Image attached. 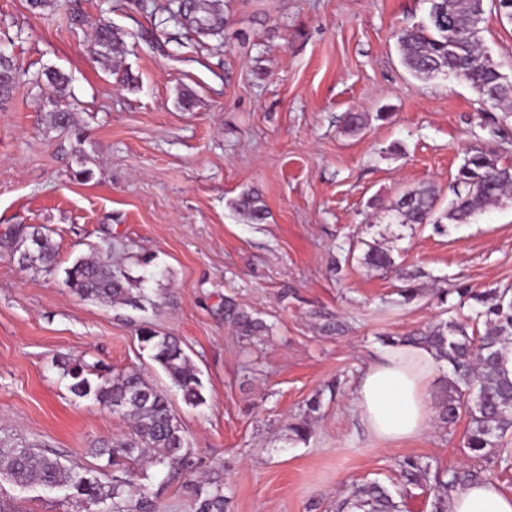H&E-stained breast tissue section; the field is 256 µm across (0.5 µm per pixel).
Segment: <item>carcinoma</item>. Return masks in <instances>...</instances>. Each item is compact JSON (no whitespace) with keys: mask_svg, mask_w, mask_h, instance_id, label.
I'll list each match as a JSON object with an SVG mask.
<instances>
[{"mask_svg":"<svg viewBox=\"0 0 512 512\" xmlns=\"http://www.w3.org/2000/svg\"><path fill=\"white\" fill-rule=\"evenodd\" d=\"M188 0H169L172 17L184 18L182 25L196 33L215 35L223 28V17L211 0H197L187 9ZM427 24L403 29L397 35L403 65L416 79L427 81L448 75L459 76L481 97L512 117V81L498 64L482 51L485 0H426ZM88 51L103 60L109 72L122 82L120 38L112 25L99 22L92 27ZM45 81L58 97L66 98L69 77L59 70L44 72ZM16 81L10 56L0 54V101L8 99ZM49 130L68 131L74 125V113L60 104L42 118ZM501 127L490 125L489 138L480 139L466 150L455 175L454 198L443 213L435 214L436 191L426 185L404 191L389 206L398 224H436L443 221L467 224L477 212L512 193V166L501 163L492 142L500 137ZM237 213L253 224L263 223L268 215L261 198L254 192L242 193L234 203ZM32 252L26 259L38 261L49 271L55 265V248L48 236L35 230L30 235ZM364 263L372 268L390 269L388 251L367 245ZM66 285L79 296L112 305L143 309L150 302L142 286L133 283L112 262L111 250L77 259L66 271ZM459 303L472 300L478 305L471 320L482 322L480 336L468 333V324L441 320L420 334L390 338L389 345H423L432 348L439 360L451 367L453 379L448 394L438 405L443 423H454L467 416L465 448L476 458L509 462L507 436L512 434V292L489 288L475 292L457 288ZM224 316L234 332L243 337L257 336L268 330L262 320L224 305ZM140 341L152 351V358L166 373L171 387L182 394L186 404H204L202 383L180 342L172 336L143 327ZM69 379L70 393L90 399L132 421L129 437L106 442L95 449L106 459L112 480H102V470L78 471L31 444L0 440V476L15 485L44 490L65 489V498L75 512H156V504L147 488L135 481L130 465L149 460L156 466L175 471L192 467L182 428L171 408L167 391L156 387L138 372L115 376L95 374L80 362L62 364ZM321 407L320 396L310 399L307 413L288 424V439L305 442L311 436V414ZM222 466L214 476L192 484L194 512H226ZM482 479V471L447 468L409 457L401 464V485L392 492L377 481H365L351 488L336 501V512H407L411 489L429 494L430 512H448V494L458 485Z\"/></svg>","mask_w":512,"mask_h":512,"instance_id":"carcinoma-1","label":"carcinoma"}]
</instances>
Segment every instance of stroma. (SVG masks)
Listing matches in <instances>:
<instances>
[{
	"mask_svg": "<svg viewBox=\"0 0 512 512\" xmlns=\"http://www.w3.org/2000/svg\"><path fill=\"white\" fill-rule=\"evenodd\" d=\"M138 3L59 0L36 14L27 0H0V51L19 72L0 107V437L95 466L93 448L132 423L73 397L57 363L138 371L168 388L139 340L147 326L180 340L205 398L192 407L171 395L194 466L176 476L147 468L159 512H192V483L218 463L231 512H334L351 483L397 477L408 457L481 466L512 492V468L468 456L465 420L386 448L354 412L384 337L469 315L457 295L438 304L432 288L512 289V197L442 233L388 212L421 184L447 205L466 147L501 114L459 79L421 81L402 65L395 34L424 22V0H219L217 37L188 33L167 0ZM100 18L124 42L130 84L86 51L87 24ZM482 28L512 80V21L489 12ZM48 68L71 79L76 132L41 121L56 107L37 80ZM349 112L368 116L365 130H347ZM249 190L265 223L232 208ZM35 226L57 250L48 272L4 243ZM369 242L397 268L422 270L421 297L404 303L395 271L365 265ZM105 248L130 277H146L151 306H112L66 286L76 258ZM228 300L269 335H235ZM337 378L343 389L313 416L311 438L288 440L289 422ZM0 512L72 506L2 480Z\"/></svg>",
	"mask_w": 512,
	"mask_h": 512,
	"instance_id": "35a3bbf8",
	"label": "stroma"
}]
</instances>
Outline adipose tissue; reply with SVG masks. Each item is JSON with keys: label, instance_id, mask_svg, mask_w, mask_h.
Returning <instances> with one entry per match:
<instances>
[{"label": "adipose tissue", "instance_id": "1", "mask_svg": "<svg viewBox=\"0 0 512 512\" xmlns=\"http://www.w3.org/2000/svg\"><path fill=\"white\" fill-rule=\"evenodd\" d=\"M438 367L432 349L391 346L366 369L357 414L380 445L392 446L425 434L434 419L429 383ZM448 512H512V494L485 478L457 487Z\"/></svg>", "mask_w": 512, "mask_h": 512}]
</instances>
